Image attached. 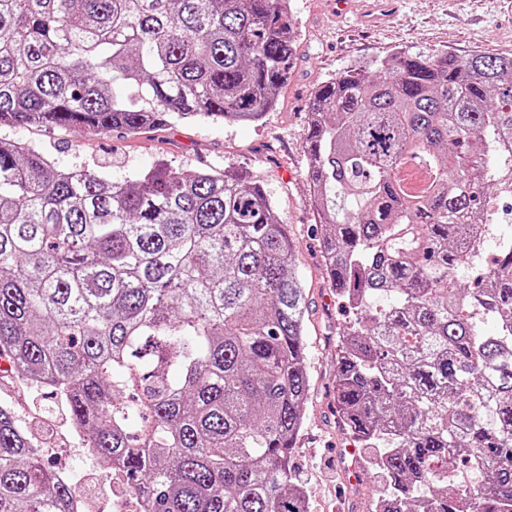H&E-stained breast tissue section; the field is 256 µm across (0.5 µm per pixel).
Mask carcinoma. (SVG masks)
Here are the masks:
<instances>
[{
  "mask_svg": "<svg viewBox=\"0 0 512 512\" xmlns=\"http://www.w3.org/2000/svg\"><path fill=\"white\" fill-rule=\"evenodd\" d=\"M289 2L0 0V127L257 124L293 67ZM312 96L307 177L350 314L336 409L385 477L374 512H512V241L476 287L455 279L486 199L512 193V57L394 52ZM292 250L243 172L114 181L0 140V358L66 406L142 512H308ZM79 497L0 404V512Z\"/></svg>",
  "mask_w": 512,
  "mask_h": 512,
  "instance_id": "1",
  "label": "carcinoma"
}]
</instances>
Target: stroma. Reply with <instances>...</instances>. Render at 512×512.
<instances>
[{
    "mask_svg": "<svg viewBox=\"0 0 512 512\" xmlns=\"http://www.w3.org/2000/svg\"><path fill=\"white\" fill-rule=\"evenodd\" d=\"M300 33L294 68L277 107L262 122L177 123L135 137L93 135L72 129L0 128V138L48 153L62 169L88 168L124 180L157 164L174 170H236L259 179L280 223L293 238V267L307 295L305 340L311 387L293 468L305 487L309 512H372L383 486L368 469L336 412V343L348 314L327 282L321 232L311 208L304 141L312 93L321 82L361 60L395 51L512 56V0H291ZM21 423L48 420L40 437L50 461L74 476H88L92 495L111 496V470L86 456L62 407L46 390L17 376H0V403Z\"/></svg>",
    "mask_w": 512,
    "mask_h": 512,
    "instance_id": "stroma-1",
    "label": "stroma"
}]
</instances>
